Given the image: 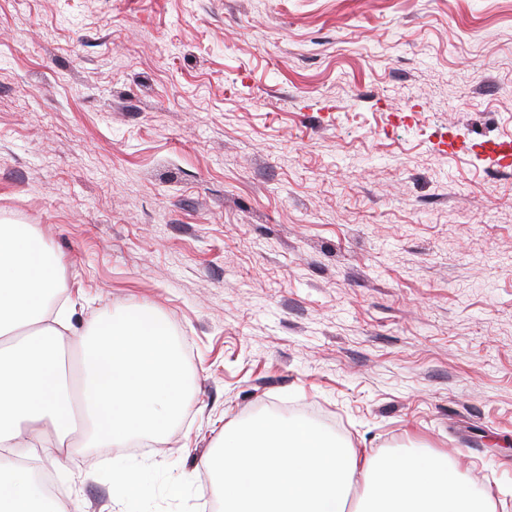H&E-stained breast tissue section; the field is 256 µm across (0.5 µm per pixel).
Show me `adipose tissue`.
Here are the masks:
<instances>
[{
    "mask_svg": "<svg viewBox=\"0 0 512 512\" xmlns=\"http://www.w3.org/2000/svg\"><path fill=\"white\" fill-rule=\"evenodd\" d=\"M63 265L26 224H0V512H56L20 457L55 462L77 447H122L163 435L189 402L161 315L142 307L90 322L82 368L64 365L69 310Z\"/></svg>",
    "mask_w": 512,
    "mask_h": 512,
    "instance_id": "1",
    "label": "adipose tissue"
}]
</instances>
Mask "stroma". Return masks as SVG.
<instances>
[{"mask_svg":"<svg viewBox=\"0 0 512 512\" xmlns=\"http://www.w3.org/2000/svg\"><path fill=\"white\" fill-rule=\"evenodd\" d=\"M504 142L512 0H0V220L61 257L71 361L147 306L190 386L161 439L49 467L61 512H206L264 411L512 512Z\"/></svg>","mask_w":512,"mask_h":512,"instance_id":"1","label":"stroma"}]
</instances>
